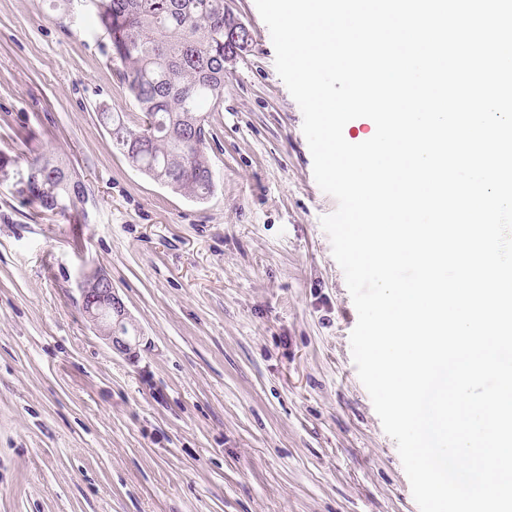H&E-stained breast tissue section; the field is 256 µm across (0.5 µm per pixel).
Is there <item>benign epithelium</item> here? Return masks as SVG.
I'll return each instance as SVG.
<instances>
[{
    "mask_svg": "<svg viewBox=\"0 0 512 512\" xmlns=\"http://www.w3.org/2000/svg\"><path fill=\"white\" fill-rule=\"evenodd\" d=\"M78 291L83 312L113 347L129 351L131 343L139 342L141 330L104 273L97 269L85 272Z\"/></svg>",
    "mask_w": 512,
    "mask_h": 512,
    "instance_id": "1",
    "label": "benign epithelium"
}]
</instances>
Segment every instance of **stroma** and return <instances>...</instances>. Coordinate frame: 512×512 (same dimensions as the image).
<instances>
[{"instance_id": "1", "label": "stroma", "mask_w": 512, "mask_h": 512, "mask_svg": "<svg viewBox=\"0 0 512 512\" xmlns=\"http://www.w3.org/2000/svg\"><path fill=\"white\" fill-rule=\"evenodd\" d=\"M224 62L198 202L132 167L100 107L137 119L86 0H0V157L84 186L70 215L0 181V512H419L358 378L357 312L321 219L300 107L255 0ZM98 269L143 338L83 315Z\"/></svg>"}]
</instances>
